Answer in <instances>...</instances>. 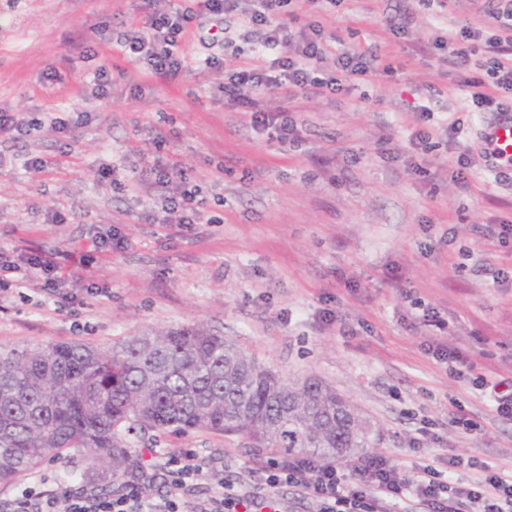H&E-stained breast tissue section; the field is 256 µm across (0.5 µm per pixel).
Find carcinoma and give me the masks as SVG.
Instances as JSON below:
<instances>
[{"label":"carcinoma","mask_w":512,"mask_h":512,"mask_svg":"<svg viewBox=\"0 0 512 512\" xmlns=\"http://www.w3.org/2000/svg\"><path fill=\"white\" fill-rule=\"evenodd\" d=\"M199 429L282 457L338 459L372 441L335 389L287 384L203 326L151 328L106 349L0 346V485L80 449L87 470L114 482L133 458L124 436Z\"/></svg>","instance_id":"obj_1"}]
</instances>
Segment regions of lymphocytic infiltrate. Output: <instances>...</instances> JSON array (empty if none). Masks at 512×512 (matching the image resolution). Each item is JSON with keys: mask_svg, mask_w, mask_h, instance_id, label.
<instances>
[{"mask_svg": "<svg viewBox=\"0 0 512 512\" xmlns=\"http://www.w3.org/2000/svg\"><path fill=\"white\" fill-rule=\"evenodd\" d=\"M472 17L448 35V61L460 72L458 85L465 98L485 112L512 110V0H470ZM281 0H195L183 7L173 0H143V15L131 21L120 39L121 47L140 64L146 77H178L186 66L182 40L188 23L194 19L220 23L225 13L236 11L244 22L262 28L263 46L268 55L259 63L219 60L207 57L211 67L223 68L224 95L236 99L240 89L251 93L247 104L249 121L256 128H273L281 140L296 136L289 114L299 99L319 94H336L343 86L337 78H323L318 65L327 47L321 37L324 28L314 22L309 33L295 34L286 23H273L270 12ZM494 35H486V28ZM485 40L484 61H471L466 42ZM292 42L294 50L277 55L283 42ZM176 164L155 161L151 172L154 183L163 190L161 206L153 215L157 224H165L173 212H180L181 223H196L204 206L197 190L182 188L177 195L167 189L177 173ZM260 492L251 497L227 484L221 497L211 500L206 512H252L254 500L270 508L277 506L280 488L299 490L314 512H398L400 501L414 495L427 512H512V476L500 473L486 476L478 486H456L443 470L433 465L419 466L416 480H409L401 467L387 456H372L344 471L335 464L309 456L288 460L273 459L257 474ZM68 512H183L181 503L169 499H148L140 486L129 485L111 498L74 494Z\"/></svg>", "mask_w": 512, "mask_h": 512, "instance_id": "1", "label": "lymphocytic infiltrate"}]
</instances>
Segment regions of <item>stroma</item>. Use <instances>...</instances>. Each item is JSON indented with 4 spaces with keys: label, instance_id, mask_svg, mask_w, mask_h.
Instances as JSON below:
<instances>
[{
    "label": "stroma",
    "instance_id": "stroma-1",
    "mask_svg": "<svg viewBox=\"0 0 512 512\" xmlns=\"http://www.w3.org/2000/svg\"><path fill=\"white\" fill-rule=\"evenodd\" d=\"M140 0H0V110L38 120L15 139L0 134V245L19 270L0 287V344L72 341L111 347L148 328L201 324L275 369L285 382L314 377L348 397L370 423L373 451L409 478L461 458L460 485L483 468L512 472V419L501 417L471 374L433 356L420 324L438 311L437 334L466 353L475 371L512 378V237L485 224L512 217V178L484 154L497 113L476 112L457 70L435 43L465 24L438 0H337L276 9L294 31L325 19L336 45L378 51L393 71L368 83L343 78L342 93L313 97L292 112L299 138L256 131L245 106L225 103L224 72L206 67L222 45L202 47L188 25L187 66L174 81L143 79L117 38ZM412 9L414 21L390 20ZM108 63L107 99L91 94ZM87 111L85 125L51 126L60 111ZM455 125L468 165L448 150ZM419 130L429 139L412 148ZM39 155L51 167L29 172ZM177 161L201 189L198 223L153 224L158 203L140 181L153 159ZM114 166L101 180V167ZM47 260V273L28 260ZM474 371V372H475ZM463 410L473 431L459 427ZM151 469L134 472L145 495L197 512L233 480L249 491V469L269 452L207 430L130 439ZM194 449L193 490L169 484L165 461ZM84 456L46 463L8 486L0 512L30 487L63 497L96 493L81 480Z\"/></svg>",
    "mask_w": 512,
    "mask_h": 512
}]
</instances>
